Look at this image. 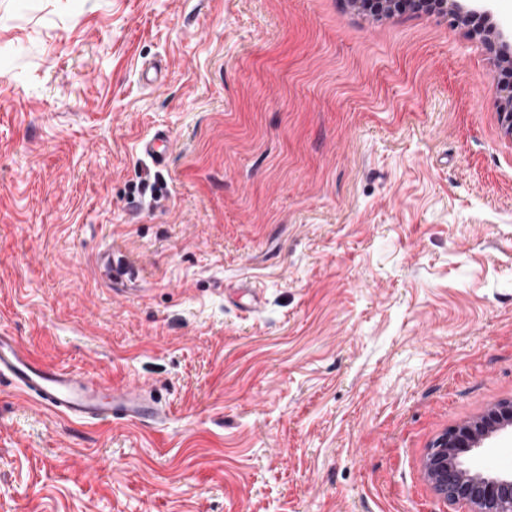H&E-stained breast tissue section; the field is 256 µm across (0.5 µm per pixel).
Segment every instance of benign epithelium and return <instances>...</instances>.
I'll return each instance as SVG.
<instances>
[{
  "label": "benign epithelium",
  "instance_id": "benign-epithelium-1",
  "mask_svg": "<svg viewBox=\"0 0 512 512\" xmlns=\"http://www.w3.org/2000/svg\"><path fill=\"white\" fill-rule=\"evenodd\" d=\"M359 12L373 16H392L405 10H426L445 14L455 21L474 15L461 0H349ZM485 49L500 58L505 56L501 33L491 26L478 32ZM496 92L501 103L499 118L505 134L512 137V76L500 82ZM512 424V401L503 402L483 419L450 430L440 437L424 463V477L450 507L463 504L469 512H512V473L487 469L471 474L457 455L477 446L479 437L490 429Z\"/></svg>",
  "mask_w": 512,
  "mask_h": 512
}]
</instances>
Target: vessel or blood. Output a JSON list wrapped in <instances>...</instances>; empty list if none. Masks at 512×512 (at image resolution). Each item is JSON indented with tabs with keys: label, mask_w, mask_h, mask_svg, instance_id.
I'll use <instances>...</instances> for the list:
<instances>
[{
	"label": "vessel or blood",
	"mask_w": 512,
	"mask_h": 512,
	"mask_svg": "<svg viewBox=\"0 0 512 512\" xmlns=\"http://www.w3.org/2000/svg\"><path fill=\"white\" fill-rule=\"evenodd\" d=\"M170 138L158 132L144 141L143 152L155 165H165ZM10 388L36 406L85 424L130 422L146 425L164 412L143 384L128 382L115 390L94 375H77L36 356L16 337L0 332V388Z\"/></svg>",
	"instance_id": "vessel-or-blood-1"
}]
</instances>
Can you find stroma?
Returning a JSON list of instances; mask_svg holds the SVG:
<instances>
[{
  "label": "stroma",
  "instance_id": "35a3bbf8",
  "mask_svg": "<svg viewBox=\"0 0 512 512\" xmlns=\"http://www.w3.org/2000/svg\"><path fill=\"white\" fill-rule=\"evenodd\" d=\"M511 69L348 0H0V331L166 410L0 388V512H446L429 448L512 400ZM496 92L501 103L499 118L505 134L512 138V74L505 81L498 82ZM170 138L164 132H156L142 144L143 152L157 166H165L169 153Z\"/></svg>",
  "mask_w": 512,
  "mask_h": 512
}]
</instances>
